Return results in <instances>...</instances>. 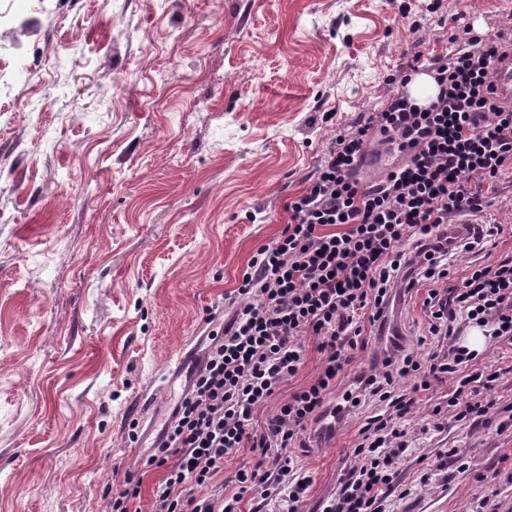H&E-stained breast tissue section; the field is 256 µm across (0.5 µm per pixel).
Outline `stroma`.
Listing matches in <instances>:
<instances>
[{"instance_id": "35a3bbf8", "label": "stroma", "mask_w": 512, "mask_h": 512, "mask_svg": "<svg viewBox=\"0 0 512 512\" xmlns=\"http://www.w3.org/2000/svg\"><path fill=\"white\" fill-rule=\"evenodd\" d=\"M0 0V512H104L140 481L151 512L164 471L128 436L180 349L288 223L338 130L378 111L386 78L448 45L455 20L492 33L512 0ZM478 223L501 235L457 268L512 249V189ZM253 416L269 454L281 402ZM481 424L409 422V495L385 512H512V347ZM368 411L313 425L293 454L320 512ZM454 449L466 466L418 475Z\"/></svg>"}]
</instances>
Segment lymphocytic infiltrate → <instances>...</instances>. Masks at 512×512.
I'll return each instance as SVG.
<instances>
[{
	"instance_id": "lymphocytic-infiltrate-1",
	"label": "lymphocytic infiltrate",
	"mask_w": 512,
	"mask_h": 512,
	"mask_svg": "<svg viewBox=\"0 0 512 512\" xmlns=\"http://www.w3.org/2000/svg\"><path fill=\"white\" fill-rule=\"evenodd\" d=\"M450 51L422 60L438 94L429 106L411 101L408 71L391 75L381 111L339 131L306 189L288 203L281 235L252 256L230 298L228 320L210 329L207 362L169 424L165 446L148 459L164 468L154 512H303L311 484L290 449L319 423L355 351L379 335L399 288L423 294L429 344L418 359L402 343L346 393L351 407L370 405L353 451L322 512H381L401 483L398 466L414 447L407 417L426 404L432 421H481L500 371L479 365L459 343L466 330L512 345V250L490 264L453 272L459 254L500 234L483 224L460 235V217L481 213L512 186V100L493 86L499 62L512 56V21L492 34L457 27ZM391 142L400 165L371 182L356 172L372 138ZM317 339L315 379L283 403L275 419L283 453L270 456L251 430L258 405L305 363L304 337ZM408 379L405 389L396 378ZM443 388L433 396L434 388ZM257 452L230 477L216 476L240 449Z\"/></svg>"
}]
</instances>
